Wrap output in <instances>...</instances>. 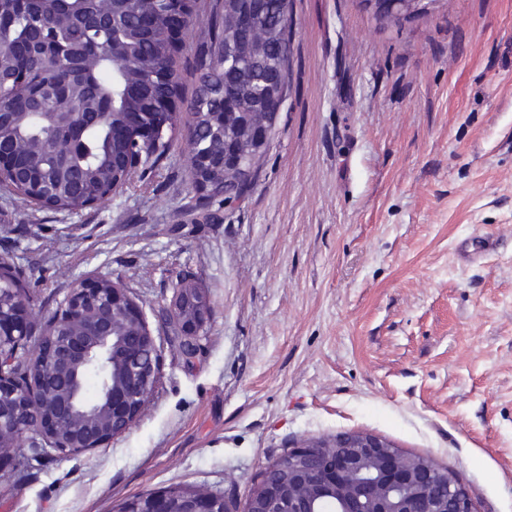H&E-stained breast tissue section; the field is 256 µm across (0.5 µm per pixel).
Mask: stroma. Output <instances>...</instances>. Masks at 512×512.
<instances>
[{
  "label": "stroma",
  "instance_id": "obj_1",
  "mask_svg": "<svg viewBox=\"0 0 512 512\" xmlns=\"http://www.w3.org/2000/svg\"><path fill=\"white\" fill-rule=\"evenodd\" d=\"M206 0L183 37L182 102ZM290 88L255 184L195 213L186 128L156 175L79 212L0 186V259L36 351L76 281L120 279L160 343L138 420L99 448L0 466V512H116L187 486L242 507L305 440L364 431L512 512V0H427L380 25L360 0H291ZM494 242L476 250L477 237ZM204 288L185 361L161 321ZM166 306V320L176 328L183 342L188 343L182 353L187 359L195 354V339L208 315L206 292L194 283L180 281Z\"/></svg>",
  "mask_w": 512,
  "mask_h": 512
}]
</instances>
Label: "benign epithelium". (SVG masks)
Segmentation results:
<instances>
[{
	"instance_id": "7a95c632",
	"label": "benign epithelium",
	"mask_w": 512,
	"mask_h": 512,
	"mask_svg": "<svg viewBox=\"0 0 512 512\" xmlns=\"http://www.w3.org/2000/svg\"><path fill=\"white\" fill-rule=\"evenodd\" d=\"M374 10L384 22L410 17L423 10L422 0H377ZM192 0H183L169 19V31L180 36L191 25ZM257 13L238 20V33L250 39L256 31ZM282 96L263 100V112L252 129L256 147L263 149L272 137L269 117L277 114ZM157 130L141 126L135 114L112 128L117 141L148 140ZM193 187L210 192L204 175L209 159L190 150ZM29 168L27 159L0 148V182L8 171ZM204 289L180 281L166 306V320L176 328L187 348L195 354V339L208 315ZM29 303L25 293L13 290L11 306L0 303V446L14 448L25 434L55 450L67 447L61 440L68 430L90 450L124 433L140 416L154 391L160 358L157 337L120 281L110 278L82 279L65 300L63 308L48 320L38 351L26 367L36 381L21 379L14 360L3 361L5 341L26 338ZM93 374L99 380L95 400L78 399L79 377ZM23 402L38 411L36 424L13 420V403ZM288 463H271L277 471L261 476L239 512H478L465 485L453 472L430 458L402 451L389 440L363 431L333 437L312 438L288 451ZM147 512H234L219 504L218 495L193 492L186 508L166 492L149 497Z\"/></svg>"
}]
</instances>
